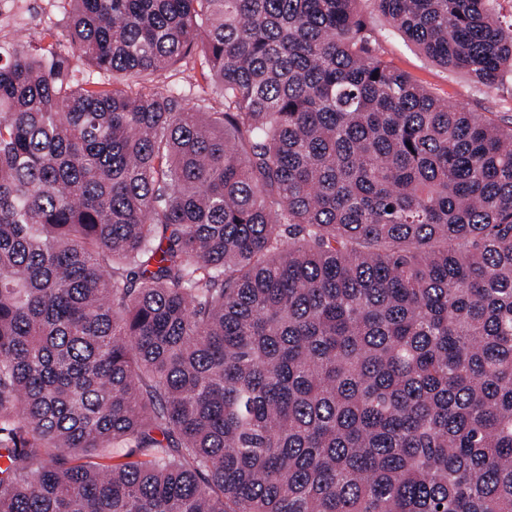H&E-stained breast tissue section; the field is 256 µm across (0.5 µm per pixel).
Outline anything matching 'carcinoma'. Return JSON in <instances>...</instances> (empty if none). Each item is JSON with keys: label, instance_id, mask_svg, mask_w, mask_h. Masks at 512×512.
<instances>
[{"label": "carcinoma", "instance_id": "1", "mask_svg": "<svg viewBox=\"0 0 512 512\" xmlns=\"http://www.w3.org/2000/svg\"><path fill=\"white\" fill-rule=\"evenodd\" d=\"M359 2L71 0L67 52L0 44V512H512V129ZM369 2L512 70L493 0ZM359 8L368 13L378 39V53L395 68L450 105L482 113L501 127L512 126V73H507L497 85L485 87L463 72L430 61L407 36L392 29L382 15L372 11L370 2H360Z\"/></svg>", "mask_w": 512, "mask_h": 512}]
</instances>
